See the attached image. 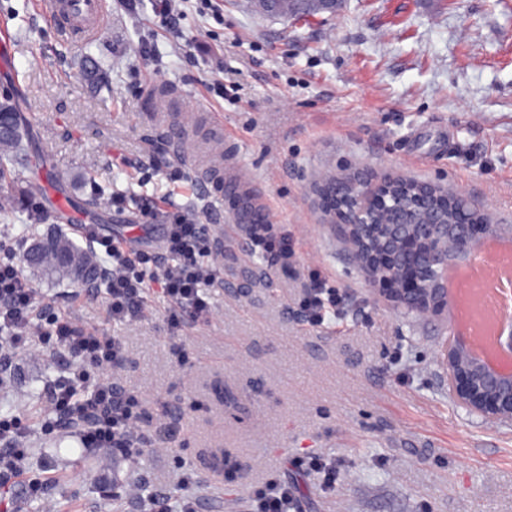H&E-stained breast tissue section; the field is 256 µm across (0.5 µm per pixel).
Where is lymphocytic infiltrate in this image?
Wrapping results in <instances>:
<instances>
[{
    "label": "lymphocytic infiltrate",
    "instance_id": "obj_1",
    "mask_svg": "<svg viewBox=\"0 0 512 512\" xmlns=\"http://www.w3.org/2000/svg\"><path fill=\"white\" fill-rule=\"evenodd\" d=\"M161 247L168 261L160 263L140 245L122 244L100 227H83L86 239L109 259L106 276L107 310L113 320L136 323L146 313L147 296L157 290L167 303V324L181 332L207 318L211 312L208 289L224 282L216 240L206 225L183 210L160 216ZM252 250L270 265L288 268L295 256L286 233L275 224L248 227ZM341 296L328 276L313 273L301 306L311 325H323L335 313ZM57 354L67 353L71 363L44 393L50 411L42 423L43 434L61 427L73 429L82 447L104 448L113 457L133 459L145 451L169 448L181 437L180 419L163 416L144 427V400L137 391L112 381L126 364L123 341L95 328L79 325L68 316L45 315L36 294L13 257H0V358L28 345ZM29 427L22 418H0V446L6 463L0 467V486L25 477L29 498H42L48 480L29 472ZM250 512H299L294 489L287 479L273 477L254 489Z\"/></svg>",
    "mask_w": 512,
    "mask_h": 512
}]
</instances>
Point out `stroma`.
Wrapping results in <instances>:
<instances>
[{
  "instance_id": "obj_1",
  "label": "stroma",
  "mask_w": 512,
  "mask_h": 512,
  "mask_svg": "<svg viewBox=\"0 0 512 512\" xmlns=\"http://www.w3.org/2000/svg\"><path fill=\"white\" fill-rule=\"evenodd\" d=\"M217 16L182 0L180 32L160 27L151 0H108L100 33L72 46L32 0H0L16 54L0 61V95L19 100L45 161L0 190L40 211L37 232L83 242L97 224L123 240L153 211L189 210L224 242V285L209 322L172 337L148 297L141 323H113L105 288L24 274L48 311L122 337L120 385L151 416L169 409L184 435L173 450L114 459L75 434L41 432L44 406L27 400L63 373L67 354L37 347L13 361L0 407L27 420L31 473L50 461L48 512H143L139 487L199 512H249L251 492L287 475L301 512H512V425L459 405L438 358L447 321L394 308L369 285L328 224L317 189L359 172L402 176L465 194L491 223L512 225V0H341L303 20L217 0ZM153 54L140 56V41ZM223 79L224 93L211 86ZM207 165L242 169L246 194L275 212L297 266L254 254L233 198L192 189L191 164L171 182L148 155L175 158L173 130ZM126 197L124 210L113 194ZM329 275L343 308L319 327L299 307L309 271ZM189 355L178 368L171 352ZM319 452L336 459L334 493L291 468ZM199 481L185 487L181 477Z\"/></svg>"
}]
</instances>
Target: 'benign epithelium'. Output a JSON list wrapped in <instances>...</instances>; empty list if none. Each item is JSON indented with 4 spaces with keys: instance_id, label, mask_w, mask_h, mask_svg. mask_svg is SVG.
<instances>
[{
    "instance_id": "7a95c632",
    "label": "benign epithelium",
    "mask_w": 512,
    "mask_h": 512,
    "mask_svg": "<svg viewBox=\"0 0 512 512\" xmlns=\"http://www.w3.org/2000/svg\"><path fill=\"white\" fill-rule=\"evenodd\" d=\"M318 194L375 290L417 315L448 318V268L476 258L490 237L512 240L511 224L489 223L464 194L433 183L354 172ZM439 363L460 405L487 422L512 424V374L482 363L455 335Z\"/></svg>"
}]
</instances>
